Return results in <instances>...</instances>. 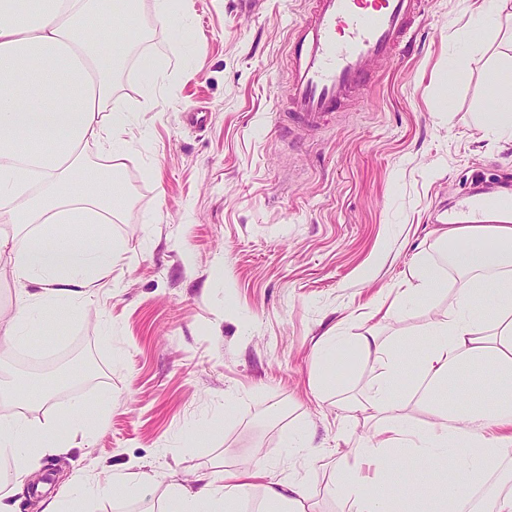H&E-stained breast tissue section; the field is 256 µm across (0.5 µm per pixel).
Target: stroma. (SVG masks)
Masks as SVG:
<instances>
[{
	"label": "stroma",
	"instance_id": "1",
	"mask_svg": "<svg viewBox=\"0 0 512 512\" xmlns=\"http://www.w3.org/2000/svg\"><path fill=\"white\" fill-rule=\"evenodd\" d=\"M185 2L189 27L176 34L141 0L149 38L116 76L117 104L139 115L119 172L128 204L111 224L120 259L79 322L0 348V377L46 397L33 419L76 400L106 415L95 436L46 463L43 484L20 492V512L75 468L150 473L160 502L168 473L243 470L256 450L300 478L318 512H340L327 460L369 433L349 405L376 364L326 365L316 341L420 335L461 286L435 246L439 228L462 195L512 193V141L479 123L512 47L472 22L474 0H426L410 50L377 63L371 86L315 133L279 126L290 30L308 0H264L257 11ZM462 57L465 75L449 80ZM153 58L165 74L149 84L141 69ZM191 112L204 115L201 127L188 125ZM424 264L446 290L375 317ZM79 347L98 379L66 385L22 364ZM332 373L340 385L315 394ZM305 426L314 454L289 453L285 434Z\"/></svg>",
	"mask_w": 512,
	"mask_h": 512
}]
</instances>
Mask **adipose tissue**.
<instances>
[{
  "label": "adipose tissue",
  "mask_w": 512,
  "mask_h": 512,
  "mask_svg": "<svg viewBox=\"0 0 512 512\" xmlns=\"http://www.w3.org/2000/svg\"><path fill=\"white\" fill-rule=\"evenodd\" d=\"M130 0H0V257L21 287L13 308H0V342L24 346L50 334L57 318L81 319L123 252L108 225L126 204L116 171L131 146L133 113L113 104L112 66L130 51L120 17ZM499 99L484 121L512 137V65L494 73ZM99 160H87L89 149ZM17 224H41L32 238ZM437 242L452 267L466 275L445 318L422 337H403L410 351L402 361L396 346L375 333L320 339L319 356L346 349L374 358L377 373L352 403L372 424L358 438L352 462L332 463V491L343 512H395L399 496L413 492L432 501V512H465L472 484L488 460L501 467L485 487L478 512H512V219L504 224H451ZM490 301L492 320L478 306ZM426 417L411 425L409 405ZM38 400L0 385V466L15 486L31 479L45 457L69 453L76 433L104 422L100 412L68 409L67 429L57 421L34 422ZM406 448L441 472L401 475L389 486L391 452ZM266 459L252 470L200 474L192 482L169 481L164 510L151 496L152 476L129 479L116 472L91 482L74 473L41 512H80L89 499L109 492L136 500L141 512H239L240 502L260 489L257 512H314L308 488L279 477Z\"/></svg>",
  "instance_id": "1"
}]
</instances>
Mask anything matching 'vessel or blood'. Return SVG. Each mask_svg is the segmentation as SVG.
<instances>
[{"mask_svg":"<svg viewBox=\"0 0 512 512\" xmlns=\"http://www.w3.org/2000/svg\"><path fill=\"white\" fill-rule=\"evenodd\" d=\"M290 32L288 119L320 129L349 98L365 90L379 62H394L416 39L423 0H309ZM504 200L465 198L461 213L485 221Z\"/></svg>","mask_w":512,"mask_h":512,"instance_id":"b4317fda","label":"vessel or blood"}]
</instances>
